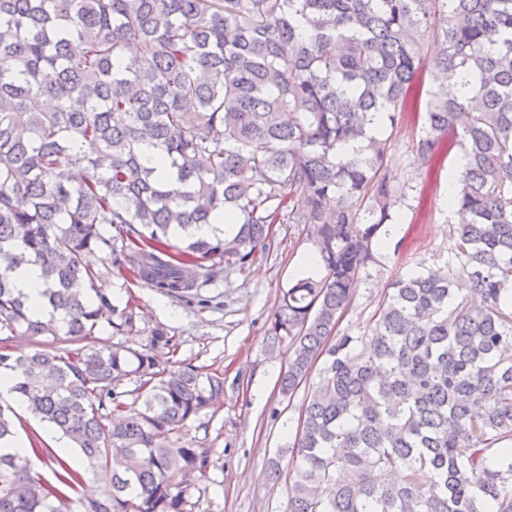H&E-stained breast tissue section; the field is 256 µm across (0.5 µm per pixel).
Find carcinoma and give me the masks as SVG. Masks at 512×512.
Wrapping results in <instances>:
<instances>
[{
	"instance_id": "carcinoma-1",
	"label": "carcinoma",
	"mask_w": 512,
	"mask_h": 512,
	"mask_svg": "<svg viewBox=\"0 0 512 512\" xmlns=\"http://www.w3.org/2000/svg\"><path fill=\"white\" fill-rule=\"evenodd\" d=\"M430 36L466 97L422 80ZM409 112L413 172L464 156L448 263L397 276L364 330H341L401 222ZM285 210L322 271L280 290L266 329L288 343L281 394L308 385L288 512H512V0H0V331L51 338L0 370L84 470L112 468L97 494L46 448L0 452V512H191L185 477L208 457L173 440L224 374L173 362L163 328L84 344L141 332L85 256L114 230V263L203 309L198 279L250 266ZM218 212L237 233L198 236ZM31 264L36 306L15 286Z\"/></svg>"
}]
</instances>
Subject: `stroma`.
<instances>
[{
    "label": "stroma",
    "instance_id": "obj_1",
    "mask_svg": "<svg viewBox=\"0 0 512 512\" xmlns=\"http://www.w3.org/2000/svg\"><path fill=\"white\" fill-rule=\"evenodd\" d=\"M420 123L408 120L393 134L392 166L398 181L408 186L401 211L402 240L398 251L388 253L360 291L342 321L343 327H364L376 309L386 284L410 270L444 266L450 246L448 213V160H440L426 178L412 174L408 162ZM304 227L280 221L271 228L269 246L258 252L242 271H227L202 288L214 305L188 307L139 281L118 277L107 253L89 256L101 274L102 287L114 298L134 300L140 335L129 337L140 346L151 330L160 327L178 343L177 361L224 374V396L216 405L191 420L182 443L206 452L209 466L191 483L192 512H287L294 476L289 458H280L278 483L268 480V461L294 435L305 389L292 397L279 391L278 378L288 360L287 347L269 352L265 330L278 301L279 291L296 276V265L309 252ZM9 416L17 436L41 448H55L57 432L28 410L11 405L0 408ZM278 457V456H277Z\"/></svg>",
    "mask_w": 512,
    "mask_h": 512
}]
</instances>
